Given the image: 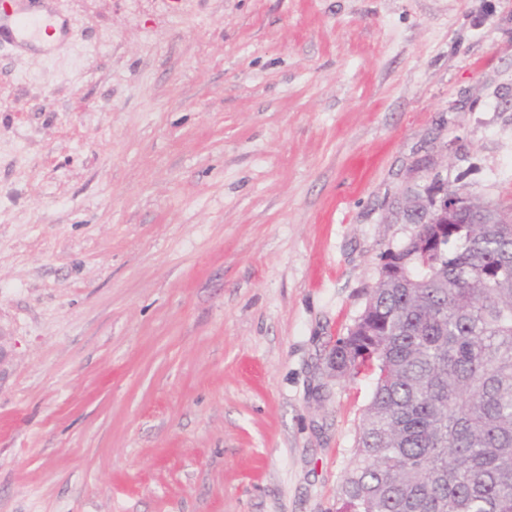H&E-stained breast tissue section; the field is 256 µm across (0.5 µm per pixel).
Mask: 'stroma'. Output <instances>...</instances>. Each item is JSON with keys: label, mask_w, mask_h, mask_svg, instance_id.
Here are the masks:
<instances>
[{"label": "stroma", "mask_w": 512, "mask_h": 512, "mask_svg": "<svg viewBox=\"0 0 512 512\" xmlns=\"http://www.w3.org/2000/svg\"><path fill=\"white\" fill-rule=\"evenodd\" d=\"M14 2L0 512H336L418 161L512 206V0ZM52 15H36L28 18H23L18 21L15 31L9 33L11 38L19 39L22 42H26L33 39L34 45L37 48H47L58 43L60 38V21L56 23V29L51 36H43L40 38L43 31L53 29L52 26Z\"/></svg>", "instance_id": "stroma-1"}]
</instances>
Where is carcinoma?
<instances>
[{
  "label": "carcinoma",
  "instance_id": "obj_1",
  "mask_svg": "<svg viewBox=\"0 0 512 512\" xmlns=\"http://www.w3.org/2000/svg\"><path fill=\"white\" fill-rule=\"evenodd\" d=\"M512 210L417 224L401 278L371 289L329 353L336 376L368 370L337 512H512Z\"/></svg>",
  "mask_w": 512,
  "mask_h": 512
}]
</instances>
